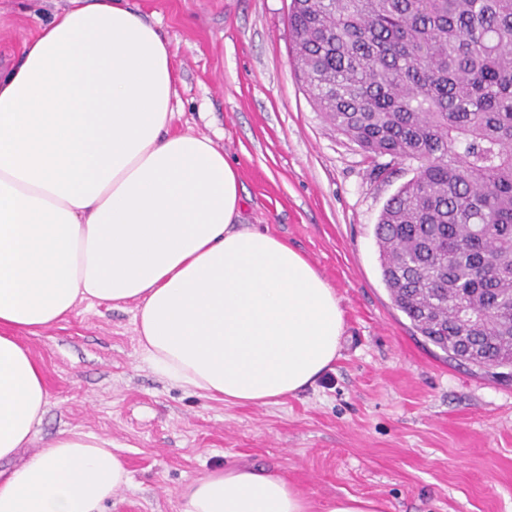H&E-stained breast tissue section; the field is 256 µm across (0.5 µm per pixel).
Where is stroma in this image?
Instances as JSON below:
<instances>
[{
	"mask_svg": "<svg viewBox=\"0 0 512 512\" xmlns=\"http://www.w3.org/2000/svg\"><path fill=\"white\" fill-rule=\"evenodd\" d=\"M172 49L175 125L212 138L242 184L240 221L301 251L335 289L332 368L272 406L169 382L138 355L134 303H83L22 342L48 403L30 446L59 431L120 448L131 481L102 512H180L190 478L228 463L278 471L326 512L345 495L382 512H512V376L426 343L385 287L374 228L414 175L374 177L313 107L291 63V0H129ZM69 0H0V66Z\"/></svg>",
	"mask_w": 512,
	"mask_h": 512,
	"instance_id": "stroma-1",
	"label": "stroma"
}]
</instances>
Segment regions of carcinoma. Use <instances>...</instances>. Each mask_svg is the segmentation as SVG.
<instances>
[{
  "label": "carcinoma",
  "instance_id": "obj_1",
  "mask_svg": "<svg viewBox=\"0 0 512 512\" xmlns=\"http://www.w3.org/2000/svg\"><path fill=\"white\" fill-rule=\"evenodd\" d=\"M314 108L389 179L382 280L426 342L512 368V0H293Z\"/></svg>",
  "mask_w": 512,
  "mask_h": 512
}]
</instances>
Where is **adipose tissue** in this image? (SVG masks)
I'll return each mask as SVG.
<instances>
[{"instance_id": "1", "label": "adipose tissue", "mask_w": 512, "mask_h": 512, "mask_svg": "<svg viewBox=\"0 0 512 512\" xmlns=\"http://www.w3.org/2000/svg\"><path fill=\"white\" fill-rule=\"evenodd\" d=\"M0 67V462L48 403L20 335L83 301L135 302L138 352L171 381L269 406L313 386L340 349L336 291L282 239L240 223L238 174L173 127L168 42L126 0H71ZM130 472L111 440L59 431L0 479V512H99ZM181 512H311L279 473L206 471Z\"/></svg>"}]
</instances>
